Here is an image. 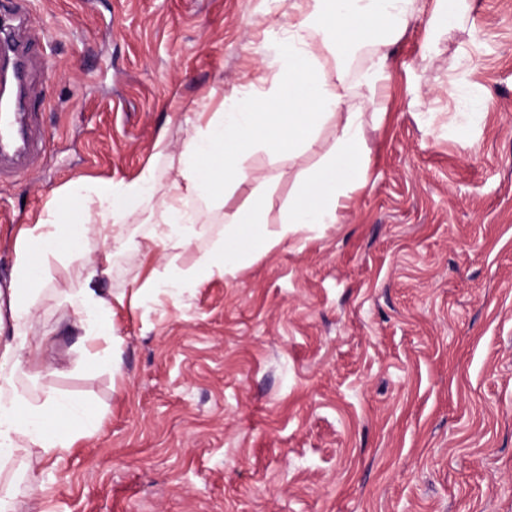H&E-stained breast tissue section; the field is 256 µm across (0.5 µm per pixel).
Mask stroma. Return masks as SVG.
<instances>
[{
    "mask_svg": "<svg viewBox=\"0 0 512 512\" xmlns=\"http://www.w3.org/2000/svg\"><path fill=\"white\" fill-rule=\"evenodd\" d=\"M29 8L50 155L0 185V284L17 227L69 208L71 182L118 195L149 170L172 191L201 113L277 86L288 29L286 0ZM391 51L368 181L341 222L121 308L119 372L84 365L59 302L76 282L52 263L35 315L57 372L20 383L103 422L41 473L45 512H512V0H470L449 35L420 16ZM335 140L331 120L310 150L247 154L268 230ZM254 188L220 210L188 199L194 250ZM165 263L116 255L101 287L129 292Z\"/></svg>",
    "mask_w": 512,
    "mask_h": 512,
    "instance_id": "35a3bbf8",
    "label": "stroma"
}]
</instances>
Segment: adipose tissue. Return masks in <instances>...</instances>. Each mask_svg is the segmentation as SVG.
<instances>
[{"instance_id": "adipose-tissue-1", "label": "adipose tissue", "mask_w": 512, "mask_h": 512, "mask_svg": "<svg viewBox=\"0 0 512 512\" xmlns=\"http://www.w3.org/2000/svg\"><path fill=\"white\" fill-rule=\"evenodd\" d=\"M301 10V18L289 25L282 44L281 91L226 100L224 111L212 113L186 143L174 185L221 207L240 184L253 178L243 166L248 152L261 149L275 154L286 146L309 149L331 119L336 122L333 149L317 168L298 176L296 199L282 216L280 231H267L265 203L256 198L232 214L223 237L194 252L191 264L171 260L163 270L153 271L128 297L132 301L159 292L177 296L199 275H225L247 254L271 248L285 236L338 223L349 189L366 182L364 124L366 118L384 117L379 104L388 87L391 46L424 13L436 30L454 31L469 2L435 0L428 12L424 0H301ZM364 47L369 50L367 64L357 82H350L343 60ZM65 192L78 200L71 211L47 208L34 223L17 230L7 287L10 325L0 326V474L13 463L24 466L33 505L44 489L37 475L45 463L61 460L102 423L101 415L80 401L51 391L35 396L18 384L20 374L44 361L52 347L34 314V295L51 276L50 260L73 270L79 282L62 296L76 315L73 326L81 332V349L92 364L104 363L115 371L122 343L114 325L115 309L128 298L100 287L113 254H137L147 245L193 252V226L200 221L199 213L178 198L157 196L149 172L127 185L121 210L112 202L108 182L74 184ZM153 198L158 201L159 220L148 240L125 235L124 213ZM96 241L102 244L97 253L92 250Z\"/></svg>"}]
</instances>
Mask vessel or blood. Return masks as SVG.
<instances>
[{"label":"vessel or blood","instance_id":"b4317fda","mask_svg":"<svg viewBox=\"0 0 512 512\" xmlns=\"http://www.w3.org/2000/svg\"><path fill=\"white\" fill-rule=\"evenodd\" d=\"M29 23L22 5L0 19V184L27 176L49 155L47 139L27 110L31 46L18 41L17 34Z\"/></svg>","mask_w":512,"mask_h":512}]
</instances>
